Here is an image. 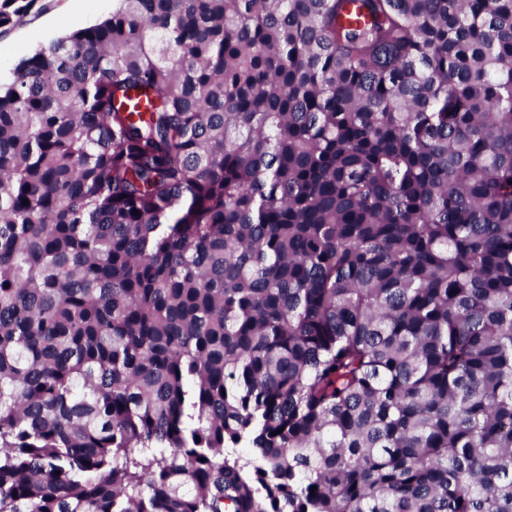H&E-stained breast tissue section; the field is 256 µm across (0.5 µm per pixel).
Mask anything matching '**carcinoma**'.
<instances>
[{
	"instance_id": "obj_1",
	"label": "carcinoma",
	"mask_w": 512,
	"mask_h": 512,
	"mask_svg": "<svg viewBox=\"0 0 512 512\" xmlns=\"http://www.w3.org/2000/svg\"><path fill=\"white\" fill-rule=\"evenodd\" d=\"M0 512H512V0H112L21 59Z\"/></svg>"
}]
</instances>
